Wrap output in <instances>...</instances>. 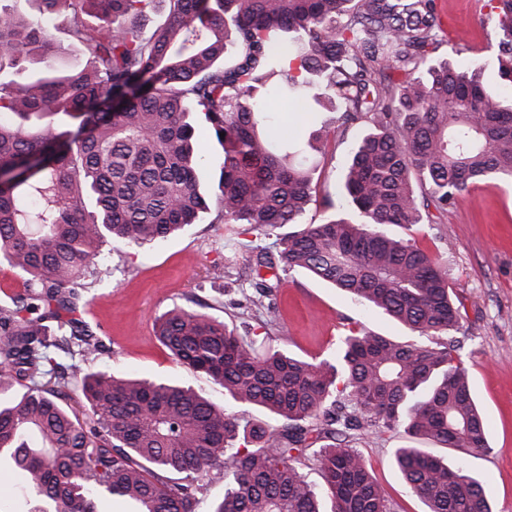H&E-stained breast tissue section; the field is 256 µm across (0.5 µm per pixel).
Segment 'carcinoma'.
<instances>
[{
	"label": "carcinoma",
	"mask_w": 512,
	"mask_h": 512,
	"mask_svg": "<svg viewBox=\"0 0 512 512\" xmlns=\"http://www.w3.org/2000/svg\"><path fill=\"white\" fill-rule=\"evenodd\" d=\"M167 2L152 30L140 21ZM68 12L86 64H61L51 30L0 8V264L24 273L0 303V465L36 501L0 512H196L224 479L214 512H390L356 443L401 430L470 454L489 450L460 360V308L438 256L414 236L471 187L512 178V0H485L499 88L482 68L437 55L434 0H42ZM402 79H393V73ZM361 129L340 193L346 211L279 238L273 278L249 305L306 270L428 343L349 329L335 362L256 346L202 313L154 323L172 360L265 410L230 414L177 383L84 373L56 361L65 340L104 350L63 315L110 240L164 239L215 210L214 222L269 235L303 223L320 161L285 137L265 100ZM222 149L220 194L202 191L193 115ZM406 230L396 236L385 230ZM69 328L67 336L60 335ZM80 378L90 414L62 405ZM315 460L318 491L303 471ZM395 463L427 512H492L480 478L421 448ZM330 509L323 507V499Z\"/></svg>",
	"instance_id": "cac0c4a2"
}]
</instances>
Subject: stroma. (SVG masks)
<instances>
[{
	"label": "stroma",
	"instance_id": "35a3bbf8",
	"mask_svg": "<svg viewBox=\"0 0 512 512\" xmlns=\"http://www.w3.org/2000/svg\"><path fill=\"white\" fill-rule=\"evenodd\" d=\"M448 41L439 53L457 62L479 60L488 87H497L498 63L486 50L492 25L483 0H435ZM359 135L350 128L332 135L317 172L320 193H335L350 148ZM440 237L430 246L448 269L460 300L467 336L462 363L486 421L490 452L460 455L423 442L425 451L462 463L482 480L492 512H512V185L481 184L441 218ZM252 232L239 224H198L141 247L110 243L103 256L112 273L90 281L77 318L103 341L102 354L83 364L90 372L135 376L192 386L212 403L236 412L223 387L186 371L155 339L153 323L183 306L237 326L249 325L257 344L308 360L333 359L350 323L399 341H418L386 314L303 271L286 276L269 310L249 309L254 253ZM405 438L394 431L358 443L367 466L384 490L391 512H425L423 501L405 484L394 450Z\"/></svg>",
	"mask_w": 512,
	"mask_h": 512
}]
</instances>
